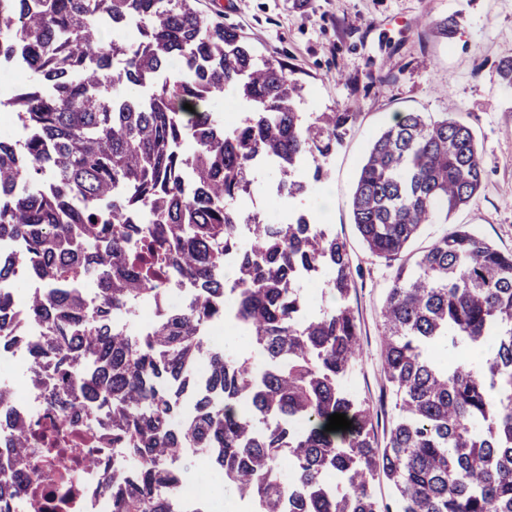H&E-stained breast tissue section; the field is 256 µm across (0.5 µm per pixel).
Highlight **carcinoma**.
I'll list each match as a JSON object with an SVG mask.
<instances>
[{
	"label": "carcinoma",
	"instance_id": "carcinoma-1",
	"mask_svg": "<svg viewBox=\"0 0 512 512\" xmlns=\"http://www.w3.org/2000/svg\"><path fill=\"white\" fill-rule=\"evenodd\" d=\"M196 2L14 0L0 11L7 46L25 53L14 110L31 133L24 164L0 139V189L51 179L44 194L0 205V236L21 240L47 284L74 274L102 291L93 305L65 288L35 304L45 334L33 365L59 376L62 418L96 409L131 460L124 476L103 478L112 512H171L184 476L169 461L181 448L224 472L256 512H512V252L460 228L393 270L381 350L397 414L377 448L370 408L343 385L360 355L343 304L354 287L346 243L304 213L269 224L235 207L261 156L278 165L280 197L307 191L294 178L305 159L311 180L327 179L354 113L297 111L303 87L287 65L258 57ZM99 10L114 30L140 19L135 38L92 29ZM227 90L253 107L241 126L211 109ZM483 178L469 127L398 113L357 173L353 223L373 256L395 260L422 225L468 205ZM227 253L239 261L236 322L260 367L200 336L224 308ZM165 266L197 283L198 303L161 315L147 335L114 332L112 313L153 291ZM318 268L330 271L333 304L306 317L298 279ZM187 394L195 411L175 427ZM334 413L351 428L325 431ZM381 479L390 504L374 494Z\"/></svg>",
	"mask_w": 512,
	"mask_h": 512
}]
</instances>
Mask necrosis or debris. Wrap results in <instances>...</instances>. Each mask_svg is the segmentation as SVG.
I'll return each mask as SVG.
<instances>
[{
  "label": "necrosis or debris",
  "instance_id": "4bbe7bcc",
  "mask_svg": "<svg viewBox=\"0 0 512 512\" xmlns=\"http://www.w3.org/2000/svg\"><path fill=\"white\" fill-rule=\"evenodd\" d=\"M28 80L25 56L20 50L0 55V137L23 146L29 136L12 105ZM23 244L14 238L0 237V259L10 271L0 277V295L10 298L13 335L0 338V384L6 385L9 404L0 413V471L14 480L37 488L38 512H112V496L101 487L103 470L120 474L127 464L121 449L112 445V434L102 427L95 413L83 411L72 424L61 423L50 400L57 392V376L51 371L30 370L32 347L43 336V325L31 314L38 296L47 294L44 284L30 286V277L19 256ZM160 289L134 299L126 312L112 317L113 329L123 332L151 331L162 311L177 312L190 306L197 297L194 285L180 276L167 274ZM53 431L60 455L47 454L43 447L30 449L35 468L14 464L12 441L17 430ZM78 474L79 480L67 493L57 491V476L63 471ZM176 512H223L224 500L216 493L212 476L204 471L192 473L184 492L175 503Z\"/></svg>",
  "mask_w": 512,
  "mask_h": 512
}]
</instances>
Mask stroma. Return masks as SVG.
<instances>
[{
	"label": "stroma",
	"mask_w": 512,
	"mask_h": 512,
	"mask_svg": "<svg viewBox=\"0 0 512 512\" xmlns=\"http://www.w3.org/2000/svg\"><path fill=\"white\" fill-rule=\"evenodd\" d=\"M220 13L256 54L287 63L304 86V113H354L327 161L329 178L280 202L329 225L346 241L355 282L347 298L359 327L361 360L350 375L352 395L374 414L377 440L393 420L380 361L379 311L391 269L372 256L353 222L355 176L373 140L395 113L445 112L471 128L485 169L482 187L446 224L421 226L402 255L413 262L443 232L467 227L512 251V92L499 65L512 58V0H201ZM453 19L441 36L423 18Z\"/></svg>",
	"instance_id": "35a3bbf8"
}]
</instances>
